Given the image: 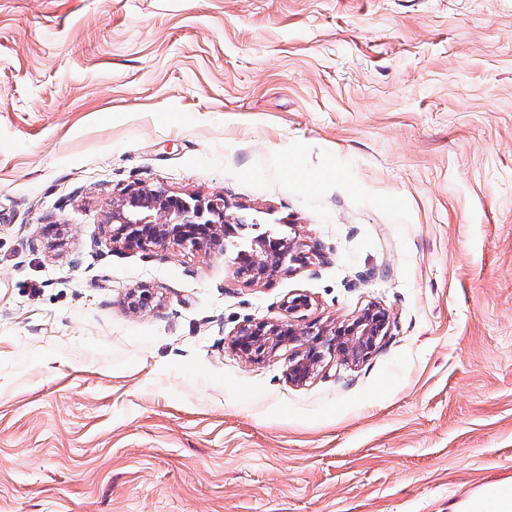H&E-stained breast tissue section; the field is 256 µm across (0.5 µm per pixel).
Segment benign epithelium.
Listing matches in <instances>:
<instances>
[{
	"label": "benign epithelium",
	"mask_w": 512,
	"mask_h": 512,
	"mask_svg": "<svg viewBox=\"0 0 512 512\" xmlns=\"http://www.w3.org/2000/svg\"><path fill=\"white\" fill-rule=\"evenodd\" d=\"M223 197L189 199L170 197L163 191L140 187L112 207V242L130 247L157 246L168 240L185 247L201 248L225 242L231 218L226 214ZM305 259L302 244L285 238L274 239L264 234L255 237L251 249L240 251L237 276L247 282L261 280L280 270L288 262ZM150 300L145 288L132 291L127 307L138 312ZM388 312L372 306L352 322L329 330L293 320L258 321L241 326L233 344L253 361H262L280 346L288 344L294 352L286 376L293 385L304 383L325 357L339 353L343 361L358 364L374 353L388 335Z\"/></svg>",
	"instance_id": "obj_1"
}]
</instances>
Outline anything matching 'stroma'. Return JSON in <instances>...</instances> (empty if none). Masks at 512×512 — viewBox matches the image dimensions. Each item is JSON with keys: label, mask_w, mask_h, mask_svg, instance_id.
<instances>
[{"label": "stroma", "mask_w": 512, "mask_h": 512, "mask_svg": "<svg viewBox=\"0 0 512 512\" xmlns=\"http://www.w3.org/2000/svg\"><path fill=\"white\" fill-rule=\"evenodd\" d=\"M305 258L113 242L139 187ZM149 289L145 310L126 306ZM391 333L300 386L281 347ZM512 484V0H0V512H450ZM302 244L285 238L274 239L259 235L251 242V250H241L236 272L246 282L261 280L280 270L288 261L296 262L305 258ZM308 306L306 296L288 300V321L244 324L234 335L233 344L253 361L266 359L284 344L293 346L286 376L289 383L299 385L310 377L325 353L335 355L337 349L345 363L358 364L368 359L388 336V312L382 307H369L352 322L329 330L315 324L300 327L293 323L292 315Z\"/></svg>", "instance_id": "obj_1"}]
</instances>
